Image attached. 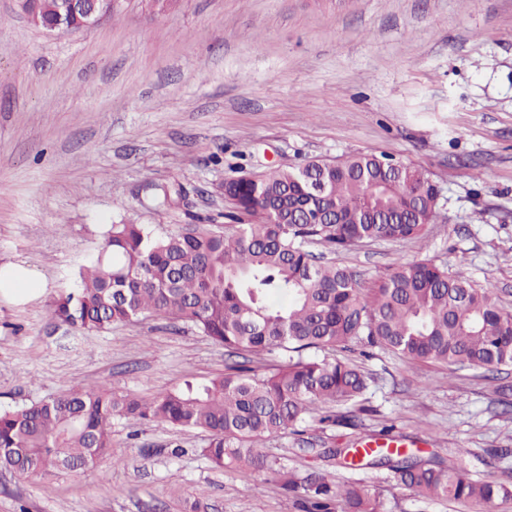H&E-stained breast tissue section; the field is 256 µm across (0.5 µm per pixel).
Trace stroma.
<instances>
[{
	"instance_id": "stroma-1",
	"label": "stroma",
	"mask_w": 512,
	"mask_h": 512,
	"mask_svg": "<svg viewBox=\"0 0 512 512\" xmlns=\"http://www.w3.org/2000/svg\"><path fill=\"white\" fill-rule=\"evenodd\" d=\"M373 151L440 188L426 236L338 255L363 287L429 258L492 286L512 311V0H125L80 33L48 35L0 0V265L40 272L44 294L0 300V410L101 383L143 396L204 382L229 362L198 330L148 318L80 332L49 312L114 224L159 234L224 224L220 190L243 172ZM184 199L158 207L156 189ZM348 359L367 376L348 427L307 419L302 439L257 450L304 476L365 486L380 512H473L399 486L386 467L345 469L315 448L381 430L424 459L512 472V367L452 371L380 348ZM199 430L119 421L113 462L48 483L0 469V512H298L271 472L244 478L201 455Z\"/></svg>"
}]
</instances>
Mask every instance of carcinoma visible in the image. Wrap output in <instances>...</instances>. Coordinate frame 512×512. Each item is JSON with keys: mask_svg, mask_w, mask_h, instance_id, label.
Returning a JSON list of instances; mask_svg holds the SVG:
<instances>
[{"mask_svg": "<svg viewBox=\"0 0 512 512\" xmlns=\"http://www.w3.org/2000/svg\"><path fill=\"white\" fill-rule=\"evenodd\" d=\"M232 225L192 224L157 235L145 224H113L98 255L80 267L78 288L54 299L55 320L103 332L146 315L197 328L230 355L283 352L267 373L251 360L228 364L207 383L141 396L101 384L0 411V467L23 479L78 475L112 454V422H157L209 434L201 454L213 467L275 474L301 512H378L353 483L275 469L256 452L267 435L307 417L348 426L336 407L356 402L367 378L347 359L307 350L354 344L410 360L498 369L512 366V314L491 287L429 258L399 264L365 290L349 269L318 262L321 244L343 253L371 241L423 237L436 223L438 185L425 171L374 152L309 160L224 182ZM341 468L388 466L418 496L490 508L512 497L493 479L468 477L461 464L423 460L400 448L318 453Z\"/></svg>", "mask_w": 512, "mask_h": 512, "instance_id": "cac0c4a2", "label": "carcinoma"}]
</instances>
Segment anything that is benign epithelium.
<instances>
[{
    "mask_svg": "<svg viewBox=\"0 0 512 512\" xmlns=\"http://www.w3.org/2000/svg\"><path fill=\"white\" fill-rule=\"evenodd\" d=\"M120 4L121 0H57L56 20L46 23L40 19L37 9L27 4V0H19V6L30 22L48 34L91 29L112 15Z\"/></svg>",
    "mask_w": 512,
    "mask_h": 512,
    "instance_id": "benign-epithelium-1",
    "label": "benign epithelium"
}]
</instances>
